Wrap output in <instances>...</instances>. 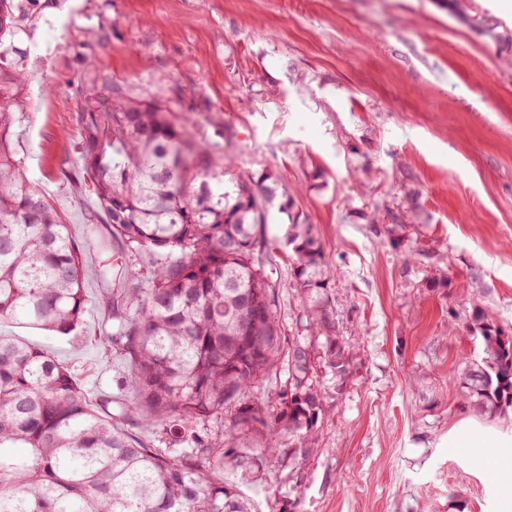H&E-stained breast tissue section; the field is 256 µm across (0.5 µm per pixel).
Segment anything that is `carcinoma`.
I'll list each match as a JSON object with an SVG mask.
<instances>
[{
    "label": "carcinoma",
    "instance_id": "carcinoma-1",
    "mask_svg": "<svg viewBox=\"0 0 512 512\" xmlns=\"http://www.w3.org/2000/svg\"><path fill=\"white\" fill-rule=\"evenodd\" d=\"M14 0H0V320L21 316L50 332L82 327L84 247L53 202L29 180L13 149L22 103L12 68L20 30ZM158 101L116 98L78 114L83 176L108 226L97 240L153 259L137 282L112 268L94 334L128 363L134 400L114 414L95 408L70 369L44 350L0 336V512H252L224 484V465L247 481L280 452L288 432L301 444L323 410L306 349L288 353V391L270 409L245 393L281 368L276 284L266 271L271 209L288 215L293 287L308 330L336 365V322L323 245L313 225L263 171L224 185V146L201 142ZM486 357L463 373L465 399L485 411L512 407V336L476 315ZM238 409L224 423V406ZM138 415L162 427L164 448L130 433ZM260 433L262 447L251 445ZM237 451L224 455V436ZM25 448L22 456L13 453Z\"/></svg>",
    "mask_w": 512,
    "mask_h": 512
}]
</instances>
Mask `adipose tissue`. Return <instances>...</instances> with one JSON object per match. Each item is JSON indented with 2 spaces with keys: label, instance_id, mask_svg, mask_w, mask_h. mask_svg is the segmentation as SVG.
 Masks as SVG:
<instances>
[{
  "label": "adipose tissue",
  "instance_id": "obj_1",
  "mask_svg": "<svg viewBox=\"0 0 512 512\" xmlns=\"http://www.w3.org/2000/svg\"><path fill=\"white\" fill-rule=\"evenodd\" d=\"M448 445L466 449L478 459L484 476L501 482L500 512H512V426L465 419L449 430Z\"/></svg>",
  "mask_w": 512,
  "mask_h": 512
}]
</instances>
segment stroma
Masks as SVG:
<instances>
[{
	"mask_svg": "<svg viewBox=\"0 0 512 512\" xmlns=\"http://www.w3.org/2000/svg\"><path fill=\"white\" fill-rule=\"evenodd\" d=\"M16 152L85 244L83 331L25 319L0 336L64 362L90 401H132L94 335L104 266L149 277L115 245L82 177L77 116L158 100L198 139L224 138L225 180L275 173L313 224L343 370H320L312 453L285 436L242 491L254 512H496L499 487L448 431L512 424L468 403L485 356L477 311L512 336V12L499 0H19ZM272 212L285 348L320 358Z\"/></svg>",
	"mask_w": 512,
	"mask_h": 512,
	"instance_id": "35a3bbf8",
	"label": "stroma"
}]
</instances>
